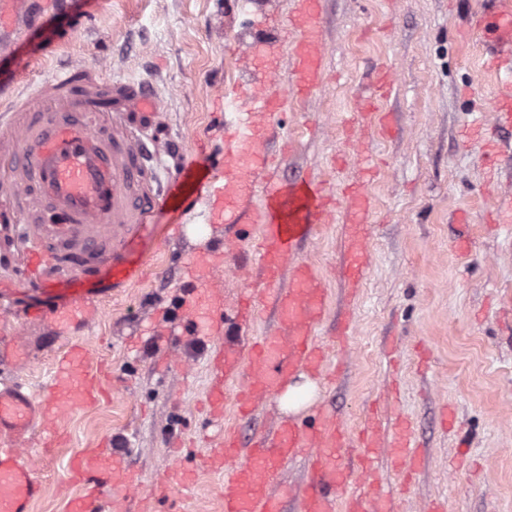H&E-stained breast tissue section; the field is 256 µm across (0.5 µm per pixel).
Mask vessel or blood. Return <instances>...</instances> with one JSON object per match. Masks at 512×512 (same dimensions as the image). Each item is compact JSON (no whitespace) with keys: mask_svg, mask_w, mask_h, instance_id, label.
<instances>
[{"mask_svg":"<svg viewBox=\"0 0 512 512\" xmlns=\"http://www.w3.org/2000/svg\"><path fill=\"white\" fill-rule=\"evenodd\" d=\"M323 0H295L298 39L293 67L284 86L276 84V70L251 74L247 83L250 107L230 136L218 168L208 171L201 187L180 197L178 179L161 180L150 165L161 145H148L133 136V119L163 117L160 99L148 96L141 84L96 76L86 65L71 62L65 72L36 89H14L0 101V223L23 225L22 287L54 295L56 269L69 267L76 277L97 278L111 268L112 285L132 288L142 279L139 267L123 263L133 239L163 207L180 204L183 211L209 200L229 233L239 225L261 224L265 230L247 260L254 292L262 305L271 306L279 331L249 341L239 337V319L250 306L228 313L224 299L202 294L197 279L182 289L179 310L190 315L199 297L212 307L205 335L221 341L216 360L219 383L209 401L223 411L224 385L234 382V404L240 414L277 397L302 369L318 370L325 357L313 330L322 320L327 293L314 265L298 254L314 224L332 216L334 209L323 189L307 183L285 184L270 176L268 145L276 127L269 87L279 94L311 96L320 87L325 67L322 42ZM484 38L487 65L512 70V0H486L475 21ZM491 110L498 127H512V89L502 90ZM264 207L252 208L255 193ZM53 209L55 223H40L43 209ZM371 198L364 188L348 192L345 222L350 263L346 275L359 283L365 275V224ZM56 333L71 325L88 329L100 317L97 307L74 292L50 305ZM16 371L0 381V512H31L46 494L34 463L26 459L35 440L49 441L66 413L95 403L102 392L99 379L88 371L82 347L74 346L59 361L54 384L45 392L31 391L22 376L30 362L24 339L10 341ZM241 439L235 428H225L211 465L224 470L222 512H282L290 489L283 475L291 460L307 457L312 477L299 499V512H387L381 482L369 472H355L345 461L349 440L336 420L317 411L300 420L280 422L257 437L254 451L240 459ZM415 442L401 427L386 454L393 467L412 458ZM70 474L81 492L67 512H103L105 482L124 487L132 477L124 458L111 448L75 455ZM357 487L345 503L337 493L349 482Z\"/></svg>","mask_w":512,"mask_h":512,"instance_id":"vessel-or-blood-1","label":"vessel or blood"}]
</instances>
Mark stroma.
<instances>
[{
  "label": "stroma",
  "instance_id": "obj_1",
  "mask_svg": "<svg viewBox=\"0 0 512 512\" xmlns=\"http://www.w3.org/2000/svg\"><path fill=\"white\" fill-rule=\"evenodd\" d=\"M480 0H324L328 68L314 97L282 100L273 121L291 148L279 176L314 179L340 192L364 183L373 202L367 268L358 289L343 275L348 261L343 211L317 225L301 256L322 277L327 310L316 335L334 344L313 407L334 416L358 439L371 415L372 467L391 493L390 512H422L443 498L448 512H512V223L490 224L498 198L512 195V131L494 130L488 107L512 85V73L480 71V30L466 21ZM294 0H32L26 30L14 47L22 66L0 56V94L34 88L70 61L98 66L106 79L143 83L161 99L165 118L145 124L166 145L153 165L161 178L183 159L220 158L224 129L244 107L234 89L239 63L228 48L252 24L277 30L281 65H288L296 30ZM391 82L367 124H351L360 99L382 73ZM240 227V240L221 267L203 272L234 306L249 286L237 268L260 235ZM224 227L205 204L181 215L165 208L125 254L145 268L142 283L108 296L98 282L78 286L103 315L92 331L55 336L36 319L26 326L32 363L25 379L42 387L68 343H84L92 370H105L107 394L64 415L58 446L29 456L49 491L33 512H65L73 455L121 439L138 489L121 493V512H219L220 473L204 471L221 423L201 408L211 384L214 346L202 336H177L168 307L177 305L192 255L220 249ZM278 403L259 404L237 418L243 445L274 427ZM411 425L422 458L411 475L388 468L384 450L395 422ZM190 442L198 478L182 497L178 441ZM170 498L142 492L158 479Z\"/></svg>",
  "mask_w": 512,
  "mask_h": 512
}]
</instances>
